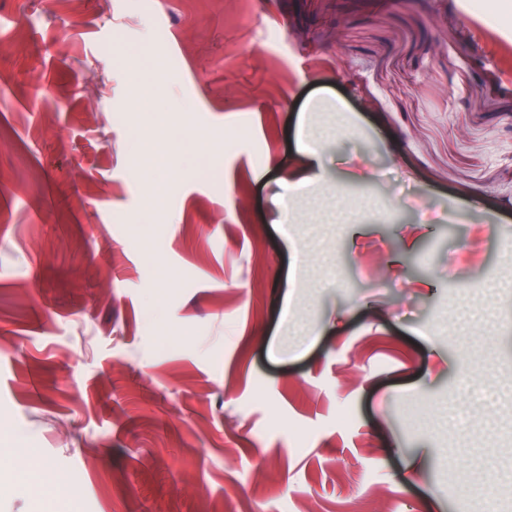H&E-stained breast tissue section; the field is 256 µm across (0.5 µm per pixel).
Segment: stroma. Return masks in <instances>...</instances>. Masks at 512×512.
Returning <instances> with one entry per match:
<instances>
[{"label": "stroma", "mask_w": 512, "mask_h": 512, "mask_svg": "<svg viewBox=\"0 0 512 512\" xmlns=\"http://www.w3.org/2000/svg\"><path fill=\"white\" fill-rule=\"evenodd\" d=\"M0 131V512H512L491 12L0 0ZM325 145L321 142L299 140L298 151L304 156V166L293 171L288 177V188L292 191L305 189L314 183L313 173L321 168L322 152ZM307 169H313L311 175Z\"/></svg>", "instance_id": "35a3bbf8"}]
</instances>
